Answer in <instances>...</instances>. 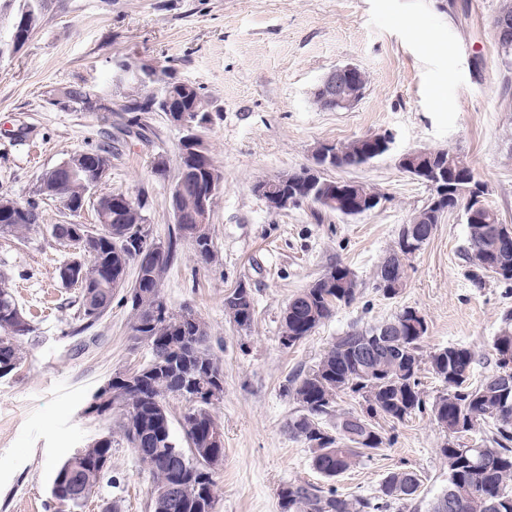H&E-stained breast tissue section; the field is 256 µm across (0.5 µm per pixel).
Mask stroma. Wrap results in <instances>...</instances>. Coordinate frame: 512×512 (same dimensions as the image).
Listing matches in <instances>:
<instances>
[{"mask_svg": "<svg viewBox=\"0 0 512 512\" xmlns=\"http://www.w3.org/2000/svg\"><path fill=\"white\" fill-rule=\"evenodd\" d=\"M500 0H48L41 27L0 66V197L35 198L43 171L75 152L111 144L105 193L146 195L155 241L174 227L168 205L177 174L181 131L150 113V141L109 142L117 115L59 101L57 89L86 84L112 91V62L149 60L199 86L216 112L205 133L224 171L213 216L220 265L202 267L189 242L164 277L173 309L190 307L206 323L209 346L224 369V394L212 410L223 425L214 512H280L288 483L326 480L312 453L285 430L298 406L285 393L292 374L313 365L351 327L388 322L403 308L420 312L424 352L471 349L475 375L496 369L493 339L512 289L492 277L475 283L463 254V211L447 214L409 262L406 286L393 299L373 286L377 265L398 232L429 196L421 181L381 157L337 179L379 189L375 212L350 218L310 207L270 213L253 183L306 166L313 148L389 133L395 152L451 148L464 155L489 192L486 201L512 224V72L497 55L492 22ZM350 65L366 77L353 108L326 112L312 103L332 69ZM165 175L152 169L158 155ZM40 226L0 234V279L11 285L32 331L22 337L24 362L0 378V512H55V471L77 450L115 428V415L88 407L113 374L147 362L146 345L130 335L128 307L113 304L80 330L74 289L59 268L69 257L51 227L67 222L52 199L38 200ZM359 282L354 302L292 347L281 343L290 299L334 264ZM251 288L249 329L230 323L224 295ZM386 443L335 480L349 496L376 495L392 471L416 472L419 496L406 512H428L447 487L438 454L444 434L429 416L386 429ZM152 479L126 443L112 447V472L82 512H151Z\"/></svg>", "mask_w": 512, "mask_h": 512, "instance_id": "obj_1", "label": "stroma"}]
</instances>
